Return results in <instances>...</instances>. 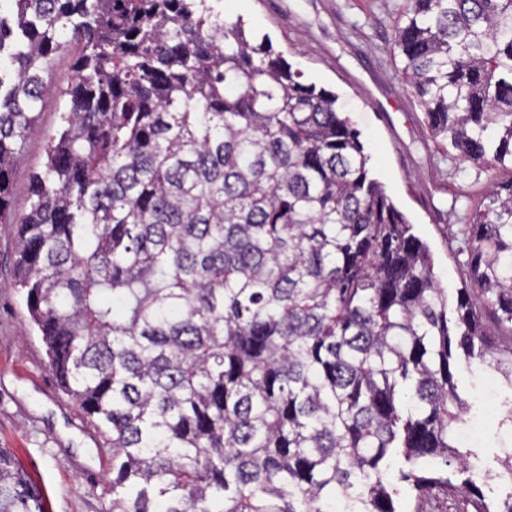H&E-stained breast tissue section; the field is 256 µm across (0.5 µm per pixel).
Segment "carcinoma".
Here are the masks:
<instances>
[{"instance_id": "cac0c4a2", "label": "carcinoma", "mask_w": 512, "mask_h": 512, "mask_svg": "<svg viewBox=\"0 0 512 512\" xmlns=\"http://www.w3.org/2000/svg\"><path fill=\"white\" fill-rule=\"evenodd\" d=\"M82 44L19 224L15 282L49 364L112 444L104 512H429L490 504L454 444L479 289L512 324V184L463 210L453 315L336 94L212 0L0 3V223L12 165ZM394 48L450 159L512 167V0H406ZM0 512H43L0 448ZM80 53L81 49L78 45L70 46L66 53L55 59L52 80L58 90L67 87L73 81L75 62Z\"/></svg>"}]
</instances>
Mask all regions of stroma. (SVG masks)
Wrapping results in <instances>:
<instances>
[{
	"mask_svg": "<svg viewBox=\"0 0 512 512\" xmlns=\"http://www.w3.org/2000/svg\"><path fill=\"white\" fill-rule=\"evenodd\" d=\"M226 19L267 36L306 82L335 92L369 157L373 176L429 247L439 287L455 294L467 280L452 203L480 211L488 185L512 181V170L487 173L444 160L400 77L393 25L404 0H217ZM63 101L48 95L36 131L16 157L8 196L14 218L29 203L31 177L42 172L46 146L60 126ZM18 227L0 224V448L13 453L39 487L45 512H102L111 498L112 450L60 387L34 331L24 293L14 286ZM491 413L490 435L479 443L484 492L499 499L495 475L500 443L512 437Z\"/></svg>",
	"mask_w": 512,
	"mask_h": 512,
	"instance_id": "stroma-1",
	"label": "stroma"
}]
</instances>
